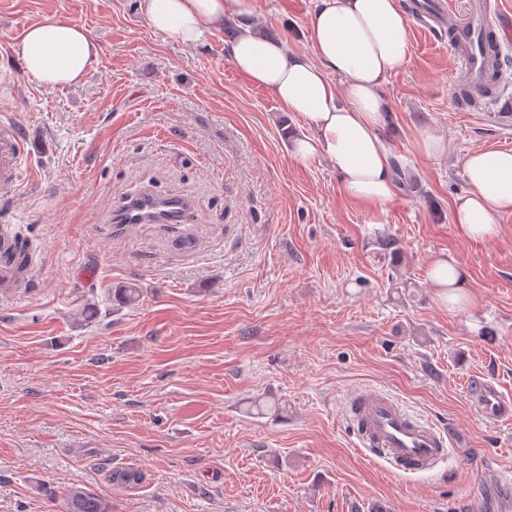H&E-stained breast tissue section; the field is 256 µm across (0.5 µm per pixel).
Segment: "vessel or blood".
<instances>
[{"mask_svg":"<svg viewBox=\"0 0 512 512\" xmlns=\"http://www.w3.org/2000/svg\"><path fill=\"white\" fill-rule=\"evenodd\" d=\"M420 25L447 41L448 51L461 63L471 83H481L491 52H504L512 45V27L504 25L489 0H468L463 12L452 14L446 0H437ZM30 155L28 142L14 123L0 122V198H15L22 186L23 166ZM183 199L160 197L140 190L131 193L114 211L117 224H181L187 219ZM16 239L0 237V287L18 285L22 272L8 257ZM468 394L481 415L500 423L512 422V394L494 379L473 377ZM345 418L356 433L360 447L379 456L391 469L416 474L434 469L443 459L447 434L414 416L388 395L361 389L345 400ZM478 512H512V472L488 466L480 473Z\"/></svg>","mask_w":512,"mask_h":512,"instance_id":"b4317fda","label":"vessel or blood"}]
</instances>
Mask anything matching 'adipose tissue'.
<instances>
[{"label":"adipose tissue","instance_id":"ef3b65f1","mask_svg":"<svg viewBox=\"0 0 512 512\" xmlns=\"http://www.w3.org/2000/svg\"><path fill=\"white\" fill-rule=\"evenodd\" d=\"M140 7L153 30L192 49L232 25L233 68L300 122L293 158L328 159L351 199L380 210L392 201L380 90L410 56L409 20L397 0H318L307 54L260 30L255 0H141ZM99 53L86 29L55 17L28 26L21 39L24 73L52 88L81 83ZM464 175L469 190L455 200L452 222L470 240L491 239L498 217L512 213V149L471 151Z\"/></svg>","mask_w":512,"mask_h":512}]
</instances>
